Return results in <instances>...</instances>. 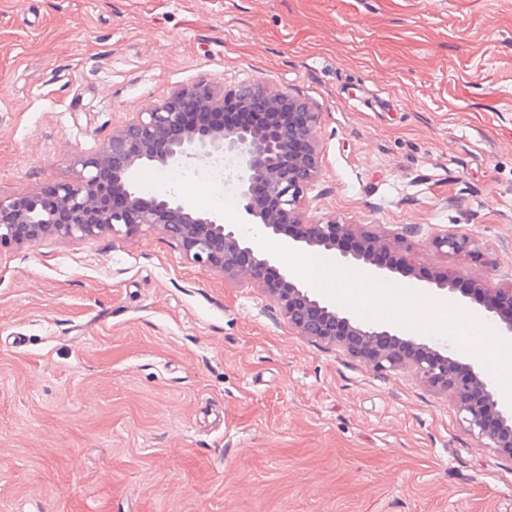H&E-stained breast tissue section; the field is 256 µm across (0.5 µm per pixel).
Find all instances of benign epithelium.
<instances>
[{
  "label": "benign epithelium",
  "instance_id": "benign-epithelium-1",
  "mask_svg": "<svg viewBox=\"0 0 512 512\" xmlns=\"http://www.w3.org/2000/svg\"><path fill=\"white\" fill-rule=\"evenodd\" d=\"M231 97L244 106H261L273 112L296 111V120L274 122L265 129L189 127L186 112L224 106ZM321 113L288 92H273L263 82L243 85L229 94H217L200 81L167 99L131 113L128 121L90 157L75 160L74 177L31 197L0 195V246L34 245L48 235L88 239L110 232L133 235L160 229L177 242L196 264L238 283H258L281 308L288 327L310 340L331 344L357 358L373 371L403 370L434 390L453 398L460 422L484 448H492L512 461V407L504 406L492 381L474 364L453 353L413 339H404L381 324L360 322L311 288L295 283L287 272L270 281L258 271L278 265L273 257L254 255L248 238L218 216L190 210L178 197L142 200L136 183L138 171L148 165L177 167L190 161L233 157L238 167L231 175L246 221L279 237L285 224H298V247L336 251L337 260L368 278L395 273L372 259L375 252H398L408 228L380 233L361 231L333 219L305 222L300 204L319 172L316 131ZM112 176V189L125 197L121 207H111L100 194L104 171ZM265 186V203L256 204L252 189ZM342 236L357 237L364 249L339 248ZM432 246L445 256L466 261L479 253L477 239L459 229H442ZM437 295L451 294L474 306L487 320L497 323L500 335L512 340V310L504 311L497 299H512V289L461 270L432 272L424 278Z\"/></svg>",
  "mask_w": 512,
  "mask_h": 512
}]
</instances>
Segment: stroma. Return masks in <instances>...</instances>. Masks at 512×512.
Masks as SVG:
<instances>
[{
  "mask_svg": "<svg viewBox=\"0 0 512 512\" xmlns=\"http://www.w3.org/2000/svg\"><path fill=\"white\" fill-rule=\"evenodd\" d=\"M205 79L322 115L306 219L412 225L388 325L477 358L488 323L419 274L512 288V0H0V194L72 179L130 113ZM162 168L143 197L238 224L220 187ZM0 512H512V462L449 398L289 329L255 284L160 229L0 247ZM436 251L445 256L466 261L479 253L477 239L459 229H442L436 233L431 242Z\"/></svg>",
  "mask_w": 512,
  "mask_h": 512,
  "instance_id": "obj_1",
  "label": "stroma"
}]
</instances>
